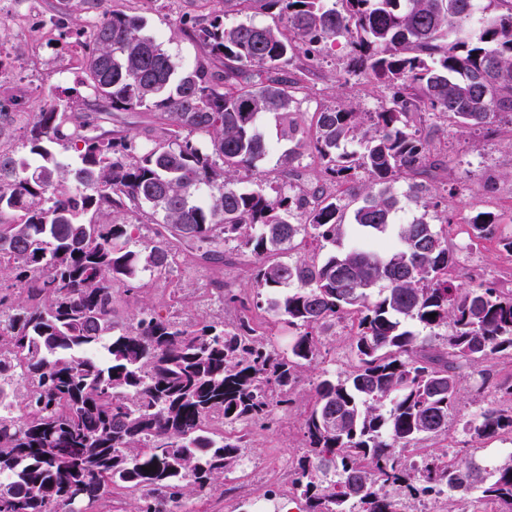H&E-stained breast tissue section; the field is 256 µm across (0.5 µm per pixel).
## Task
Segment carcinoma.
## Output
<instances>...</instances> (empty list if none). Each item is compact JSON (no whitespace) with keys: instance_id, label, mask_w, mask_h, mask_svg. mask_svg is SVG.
I'll use <instances>...</instances> for the list:
<instances>
[{"instance_id":"obj_1","label":"carcinoma","mask_w":512,"mask_h":512,"mask_svg":"<svg viewBox=\"0 0 512 512\" xmlns=\"http://www.w3.org/2000/svg\"><path fill=\"white\" fill-rule=\"evenodd\" d=\"M103 2L80 0L94 18L78 41L81 89L26 120L29 158L6 147L17 113L0 111V277L21 285L0 288V512H93L102 500L124 512L117 490L137 495L132 512H184L186 495L210 494L238 462L246 434L233 428L288 412L319 336L346 316L355 362L321 375L304 412L293 482L305 512H404L405 491L439 500L473 489L512 512V455L487 479L472 458L429 455L416 467L401 457L448 431L464 368L512 352V291L461 287L448 275V236L426 214L395 222L419 199L397 179L429 162L422 116L512 125V0H224L206 19L180 20L204 51L184 71L143 18ZM255 3L280 8L285 29L224 24ZM341 38L339 80H380L386 106L315 113L310 144L325 180L311 191L237 188L270 152L262 116L282 139H303L293 59L313 61ZM137 110L164 121L149 149L112 128ZM354 141L360 150L347 151ZM56 145L74 147L79 164ZM359 173L350 212L332 187ZM145 221L158 239L134 249ZM347 227L353 244L319 257ZM495 227L492 215L470 222L477 239ZM176 241L210 260L229 243L250 253L255 307L292 330L288 349L256 333L245 304L229 329L154 308L123 322L112 286L165 270ZM417 325L446 329L442 346L420 341ZM464 427L472 443L512 434V409Z\"/></svg>"}]
</instances>
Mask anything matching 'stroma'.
Returning a JSON list of instances; mask_svg holds the SVG:
<instances>
[{
	"mask_svg": "<svg viewBox=\"0 0 512 512\" xmlns=\"http://www.w3.org/2000/svg\"><path fill=\"white\" fill-rule=\"evenodd\" d=\"M52 4L65 14L71 31L89 30L88 17L77 0H0V57L5 60L0 67L2 107H10L16 97L23 111L35 112L49 91L78 84L81 71L71 39L61 38L58 29L47 22ZM106 7L142 16L147 32L159 36L179 68H192L200 58V46L181 31L179 20L189 10L207 15L209 6L193 9L187 0H107ZM347 61L348 46L342 39L326 48L318 61L301 56L295 59V67L306 73L298 95L303 126H310L314 112L331 102L374 112L387 100L388 91L377 80L364 79L345 86L337 83L336 74ZM262 129L273 149L260 173L242 181L241 189L268 191L287 181L297 192L321 183L323 165L316 152L307 147L301 150L296 175L284 179L278 158L289 143L280 139L273 117L263 118ZM430 158L433 168L415 175L413 181L427 190L431 200L428 217L431 223L445 226L458 253L459 283L468 288L486 280L512 290V252L504 247L505 238L512 236V129L498 122L478 131L448 127L431 134ZM479 212L493 214L498 223L497 231L482 239L473 238L469 227L471 217ZM225 251L226 260L221 264L204 262L187 249L179 251L165 271L142 278L133 293L127 292L125 285L115 284L113 294L119 315L132 319L142 303H163L177 288L185 301L174 308V316L232 324L241 312V302L253 300L254 259L230 245ZM220 282L238 296V303L220 301L216 291ZM353 336V329L341 322L326 329L316 362L307 367L292 391L293 404L288 412L277 414L269 425L249 427L247 446L234 472L208 497L189 498L186 505L192 512H239L240 499L233 495V486L248 481L260 493L270 479L284 488L276 498L280 512H303L304 503L292 487L294 466L303 452L302 414L314 400L315 384L322 371L339 376L348 371ZM504 381L512 383V355L497 357L493 376L484 389H477L473 377L463 374L459 412L449 420L447 433L420 440L411 459H419L424 451L452 456L465 447V421L490 408L512 407V401L502 397L498 389Z\"/></svg>",
	"mask_w": 512,
	"mask_h": 512,
	"instance_id": "obj_1",
	"label": "stroma"
}]
</instances>
